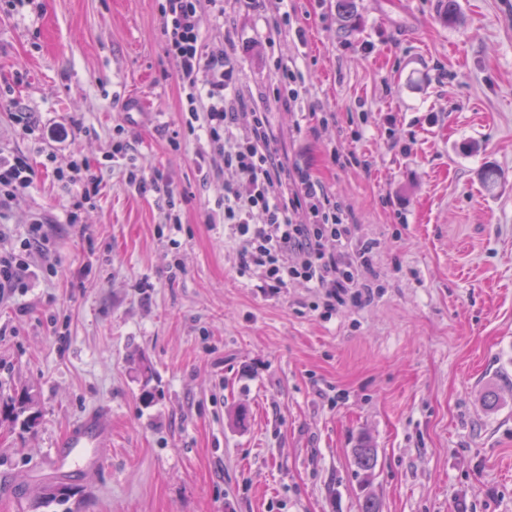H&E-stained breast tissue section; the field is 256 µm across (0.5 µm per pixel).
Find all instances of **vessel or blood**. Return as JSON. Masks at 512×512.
<instances>
[{
    "label": "vessel or blood",
    "instance_id": "b4317fda",
    "mask_svg": "<svg viewBox=\"0 0 512 512\" xmlns=\"http://www.w3.org/2000/svg\"><path fill=\"white\" fill-rule=\"evenodd\" d=\"M112 450V418L107 409L92 411L73 425L58 445L48 466L60 474L101 467Z\"/></svg>",
    "mask_w": 512,
    "mask_h": 512
}]
</instances>
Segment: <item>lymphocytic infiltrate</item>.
Masks as SVG:
<instances>
[{"label":"lymphocytic infiltrate","mask_w":512,"mask_h":512,"mask_svg":"<svg viewBox=\"0 0 512 512\" xmlns=\"http://www.w3.org/2000/svg\"><path fill=\"white\" fill-rule=\"evenodd\" d=\"M223 12V0H166V49L187 92L188 132L205 131L207 146L224 159L218 205L236 250L238 268L273 293L304 283L332 312L370 301L379 274L370 243L353 239L350 212L321 180L291 170L274 145L267 114L236 94L237 68L224 49L209 45L199 27L204 8ZM19 156L0 153V215L33 182ZM43 216L33 218L13 257L0 259V296L18 287L27 257L44 252Z\"/></svg>","instance_id":"lymphocytic-infiltrate-1"}]
</instances>
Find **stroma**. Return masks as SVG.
<instances>
[{"label": "stroma", "mask_w": 512, "mask_h": 512, "mask_svg": "<svg viewBox=\"0 0 512 512\" xmlns=\"http://www.w3.org/2000/svg\"><path fill=\"white\" fill-rule=\"evenodd\" d=\"M164 2L0 0V152L35 172L0 225L50 220L0 301V512H361L369 495L380 512H512V0H457L454 24L446 0H288L280 32L242 0L201 13L275 146L375 244L374 298L330 314L238 273ZM281 63L289 105L266 100ZM55 124L76 130L57 143ZM124 140L171 203L130 183ZM338 145L357 162H333ZM52 154L84 164L83 187ZM25 393L31 430L9 414ZM102 407L108 463L48 499L42 463ZM280 78L277 84L272 88V95L274 102L287 101L288 104L295 102L299 96V91L296 86L295 72L288 66H280Z\"/></svg>", "instance_id": "1"}]
</instances>
